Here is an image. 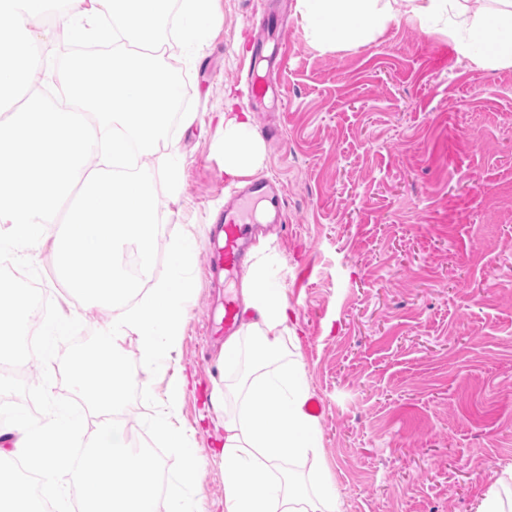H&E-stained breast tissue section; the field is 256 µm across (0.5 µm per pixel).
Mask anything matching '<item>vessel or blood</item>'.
<instances>
[{
    "label": "vessel or blood",
    "mask_w": 512,
    "mask_h": 512,
    "mask_svg": "<svg viewBox=\"0 0 512 512\" xmlns=\"http://www.w3.org/2000/svg\"><path fill=\"white\" fill-rule=\"evenodd\" d=\"M266 202L273 211H280V189L275 181L260 178L249 182L238 191L232 203L225 205L212 228L213 239L209 250V268L225 277L238 276L249 249L251 224L249 205Z\"/></svg>",
    "instance_id": "vessel-or-blood-1"
}]
</instances>
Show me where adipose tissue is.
<instances>
[{
	"instance_id": "1",
	"label": "adipose tissue",
	"mask_w": 512,
	"mask_h": 512,
	"mask_svg": "<svg viewBox=\"0 0 512 512\" xmlns=\"http://www.w3.org/2000/svg\"><path fill=\"white\" fill-rule=\"evenodd\" d=\"M297 9L322 51L364 45L390 24L407 21L447 33L476 67L512 65V0H297ZM235 102L233 90H225L218 115L224 176L232 182L253 175L264 159L251 113L234 111ZM279 269L274 250L256 248L240 288L249 316L225 339L218 357L234 375L247 342H256L264 356L241 384L238 410L213 421L223 440L218 455L224 463V512H341L336 486L324 475L310 489L291 488L277 476L262 483L251 478L256 468L290 457L314 459L322 451L320 422L308 410L313 391L298 354L299 326Z\"/></svg>"
}]
</instances>
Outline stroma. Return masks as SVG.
I'll use <instances>...</instances> for the list:
<instances>
[{
    "label": "stroma",
    "mask_w": 512,
    "mask_h": 512,
    "mask_svg": "<svg viewBox=\"0 0 512 512\" xmlns=\"http://www.w3.org/2000/svg\"><path fill=\"white\" fill-rule=\"evenodd\" d=\"M220 30L186 77L200 122L236 89L249 111L252 42L272 38L262 0H219ZM269 72L284 109L253 114L259 176L283 188L265 225L322 405V459L344 512H473L512 464V66L474 68L447 36L394 24L369 43L316 49L296 0ZM175 194L158 192L157 244L197 227L194 291L176 356L190 385L181 423L203 466V512H223L224 466L207 394L238 408L207 324L213 215L229 198L216 131L185 134Z\"/></svg>",
    "instance_id": "stroma-1"
}]
</instances>
